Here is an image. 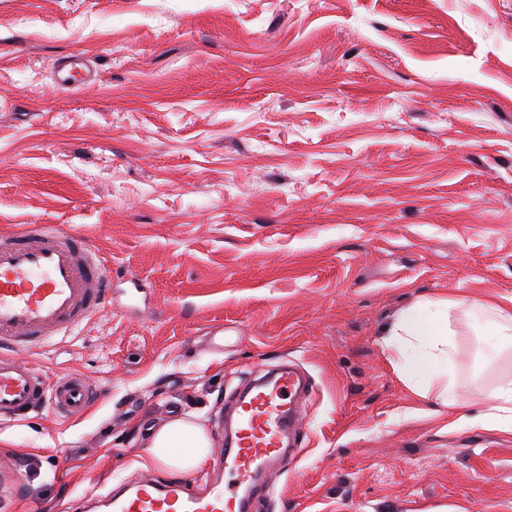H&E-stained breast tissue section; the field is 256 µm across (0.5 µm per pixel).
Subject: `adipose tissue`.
Returning <instances> with one entry per match:
<instances>
[{
  "instance_id": "obj_1",
  "label": "adipose tissue",
  "mask_w": 512,
  "mask_h": 512,
  "mask_svg": "<svg viewBox=\"0 0 512 512\" xmlns=\"http://www.w3.org/2000/svg\"><path fill=\"white\" fill-rule=\"evenodd\" d=\"M448 300H425L415 312L399 316L388 332L386 346L397 352L417 350L419 359L434 365L445 384L439 395L444 406H458L453 381L448 380V361L452 329ZM210 440L204 428L190 420L176 418L153 432L148 444V459L170 473H186L199 468L210 453Z\"/></svg>"
}]
</instances>
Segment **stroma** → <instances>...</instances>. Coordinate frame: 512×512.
Returning a JSON list of instances; mask_svg holds the SVG:
<instances>
[{
    "mask_svg": "<svg viewBox=\"0 0 512 512\" xmlns=\"http://www.w3.org/2000/svg\"><path fill=\"white\" fill-rule=\"evenodd\" d=\"M79 54L95 84L55 87ZM29 224L112 282L23 355L100 397L0 420V512L167 478L150 430L188 418L220 450L217 416L285 362L311 381L302 450L259 512H512V434L472 420L512 351L464 309L512 298V0H0V237ZM426 298L463 303L453 411L383 344Z\"/></svg>",
    "mask_w": 512,
    "mask_h": 512,
    "instance_id": "obj_1",
    "label": "stroma"
}]
</instances>
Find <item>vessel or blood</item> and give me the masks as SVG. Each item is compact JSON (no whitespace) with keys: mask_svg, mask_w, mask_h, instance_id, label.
I'll return each instance as SVG.
<instances>
[{"mask_svg":"<svg viewBox=\"0 0 512 512\" xmlns=\"http://www.w3.org/2000/svg\"><path fill=\"white\" fill-rule=\"evenodd\" d=\"M91 68L61 61L55 81L64 88L92 83ZM111 272L87 240L57 224H34L0 238V420L50 407L76 417L95 402L96 389L80 374L46 383L11 357L14 349L45 345L88 324L104 300ZM303 380L286 364L270 381L257 382L241 400L236 431L221 451L227 481L197 490L176 479L141 476L103 497L106 512H250L294 451Z\"/></svg>","mask_w":512,"mask_h":512,"instance_id":"1","label":"vessel or blood"}]
</instances>
